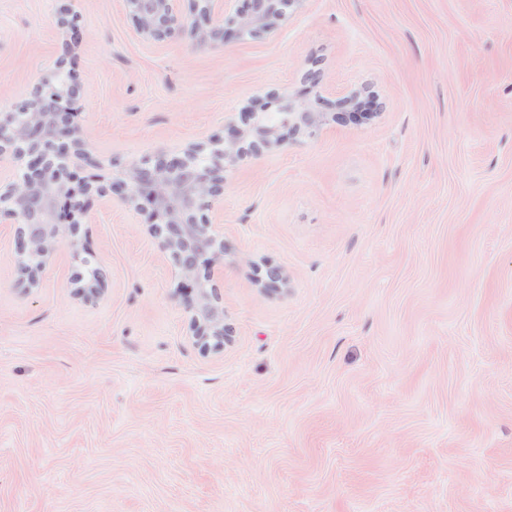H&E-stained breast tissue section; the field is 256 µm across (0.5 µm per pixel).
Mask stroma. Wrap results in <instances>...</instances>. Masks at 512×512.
Wrapping results in <instances>:
<instances>
[{"instance_id": "stroma-1", "label": "stroma", "mask_w": 512, "mask_h": 512, "mask_svg": "<svg viewBox=\"0 0 512 512\" xmlns=\"http://www.w3.org/2000/svg\"><path fill=\"white\" fill-rule=\"evenodd\" d=\"M60 59L105 174L289 93L374 106L225 164L220 352L120 195L79 227L89 303L64 246L23 290L0 220V512H512V0H303L216 47L0 0V113ZM363 92L364 90H354L341 99L336 105L339 112H336L333 118H335L336 121L360 120L367 113L366 111L369 109L370 103L372 102L370 101L369 104L366 105V103L361 100Z\"/></svg>"}]
</instances>
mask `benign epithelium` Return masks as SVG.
Here are the masks:
<instances>
[{
  "label": "benign epithelium",
  "mask_w": 512,
  "mask_h": 512,
  "mask_svg": "<svg viewBox=\"0 0 512 512\" xmlns=\"http://www.w3.org/2000/svg\"><path fill=\"white\" fill-rule=\"evenodd\" d=\"M123 2L143 40L163 42L187 33L200 46H216L232 35L257 37L276 30L286 19L285 6L303 0H244L231 14L227 10L234 0H202L191 14L182 12L180 0ZM362 94L354 90L341 99L334 118L361 119L368 110ZM82 110L79 88L60 59L19 111L0 116V160L25 167L0 193V214L15 226L20 281L37 287L65 245L86 270L75 276L73 295L86 301L98 298L103 275L94 253L76 238L79 219L88 216L94 198L121 192L134 210L147 216L161 249L174 258L180 290L189 298L195 343L204 351L223 349L230 331L213 283L224 267L223 223L210 221L202 211L224 192V163L246 149L259 153L281 145L284 128L317 129L328 120L327 113L314 111L300 95H287L274 112L252 109L249 127L232 130L227 140L213 137L191 145L181 157L127 161L106 187L79 175L84 166L96 165L80 121Z\"/></svg>",
  "instance_id": "obj_1"
}]
</instances>
